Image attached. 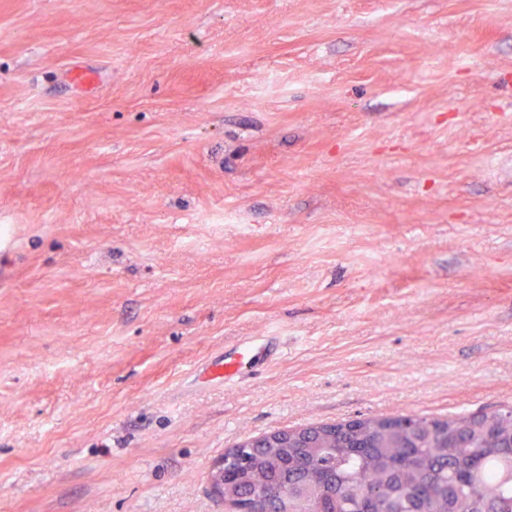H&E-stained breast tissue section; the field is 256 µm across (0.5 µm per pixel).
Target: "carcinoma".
Wrapping results in <instances>:
<instances>
[{
    "label": "carcinoma",
    "mask_w": 512,
    "mask_h": 512,
    "mask_svg": "<svg viewBox=\"0 0 512 512\" xmlns=\"http://www.w3.org/2000/svg\"><path fill=\"white\" fill-rule=\"evenodd\" d=\"M481 420H476V417ZM457 414L446 420L367 418L335 437L314 436L293 448H249L247 464H230L238 495L279 490L302 512L315 497L323 512H469L479 498L512 512V410Z\"/></svg>",
    "instance_id": "obj_1"
}]
</instances>
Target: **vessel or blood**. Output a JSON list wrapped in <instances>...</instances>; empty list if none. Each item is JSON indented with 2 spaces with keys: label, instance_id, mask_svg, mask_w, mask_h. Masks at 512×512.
<instances>
[{
  "label": "vessel or blood",
  "instance_id": "1",
  "mask_svg": "<svg viewBox=\"0 0 512 512\" xmlns=\"http://www.w3.org/2000/svg\"><path fill=\"white\" fill-rule=\"evenodd\" d=\"M279 353V345L274 336L267 335L238 345L232 352L213 358L199 371L204 383H217L233 386L254 368L270 363Z\"/></svg>",
  "mask_w": 512,
  "mask_h": 512
}]
</instances>
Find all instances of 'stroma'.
Returning a JSON list of instances; mask_svg holds the SVG:
<instances>
[{"mask_svg":"<svg viewBox=\"0 0 512 512\" xmlns=\"http://www.w3.org/2000/svg\"><path fill=\"white\" fill-rule=\"evenodd\" d=\"M510 408L512 0H0V512H224L247 439ZM277 336H260L258 339L239 344L232 352L213 358L199 370L203 383H219L231 387L254 368L270 363L279 353Z\"/></svg>","mask_w":512,"mask_h":512,"instance_id":"1","label":"stroma"}]
</instances>
